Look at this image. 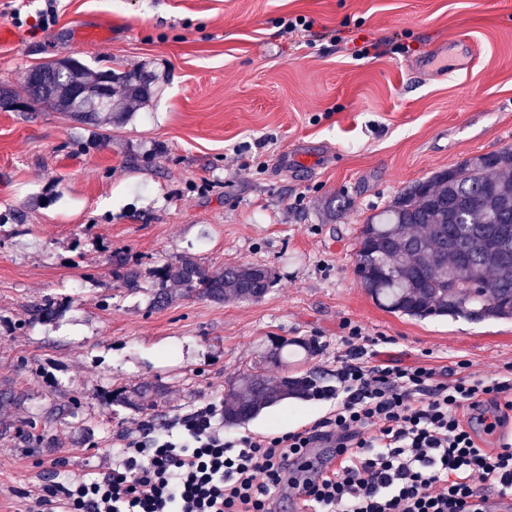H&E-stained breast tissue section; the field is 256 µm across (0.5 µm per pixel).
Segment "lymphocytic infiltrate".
Listing matches in <instances>:
<instances>
[{
	"label": "lymphocytic infiltrate",
	"mask_w": 512,
	"mask_h": 512,
	"mask_svg": "<svg viewBox=\"0 0 512 512\" xmlns=\"http://www.w3.org/2000/svg\"><path fill=\"white\" fill-rule=\"evenodd\" d=\"M358 327L343 339L336 406L310 427L271 435L226 432L209 403L156 429L129 432L96 476L54 479L26 512H276L288 485L302 512H486L479 490L512 499V365L499 376L441 377L429 363L366 360ZM501 428L500 444L480 435ZM335 463L295 473L309 449Z\"/></svg>",
	"instance_id": "f902f5d3"
}]
</instances>
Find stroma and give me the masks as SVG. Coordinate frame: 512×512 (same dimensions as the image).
Masks as SVG:
<instances>
[{
  "instance_id": "stroma-1",
  "label": "stroma",
  "mask_w": 512,
  "mask_h": 512,
  "mask_svg": "<svg viewBox=\"0 0 512 512\" xmlns=\"http://www.w3.org/2000/svg\"><path fill=\"white\" fill-rule=\"evenodd\" d=\"M42 7L0 0L17 33L0 48V86L18 99L29 69L67 57L157 81L146 105L99 131L49 109L0 110V213L26 214L0 235V391L26 396L0 406V512H24L54 459L88 478L137 423L223 401L271 336L317 350L263 367L267 378L310 373L322 388L335 386L353 326L375 339L378 363L426 360L451 379L463 361L485 377L512 364L511 321L389 313L356 273L367 216L415 181L512 147V0H60L46 27ZM300 15L310 37L284 35ZM350 34L384 55L351 56ZM464 38L481 48L474 67L423 69ZM334 196L353 207L328 224ZM115 253L143 272L142 291L116 280ZM185 253L212 271L265 265L274 283L257 301L152 307L148 271ZM48 297L69 303L59 320L15 329ZM148 380L166 388L154 411L110 401ZM73 396L75 418L63 412ZM333 406L290 399L234 431L305 428ZM53 408L41 447H27L22 428Z\"/></svg>"
}]
</instances>
